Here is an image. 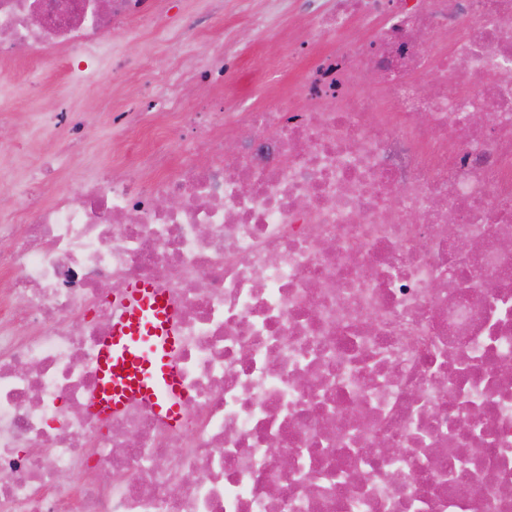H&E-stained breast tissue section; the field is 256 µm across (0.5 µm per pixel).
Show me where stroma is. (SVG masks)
Returning a JSON list of instances; mask_svg holds the SVG:
<instances>
[{
    "instance_id": "obj_1",
    "label": "stroma",
    "mask_w": 512,
    "mask_h": 512,
    "mask_svg": "<svg viewBox=\"0 0 512 512\" xmlns=\"http://www.w3.org/2000/svg\"><path fill=\"white\" fill-rule=\"evenodd\" d=\"M224 14L212 17L204 10L205 0H194L198 26L186 30L185 0H171L169 30L166 33L141 34L130 39L122 33L112 36L114 50L127 61L125 68L111 69L109 63H98L74 80L64 69L43 77L39 88H32V64L17 59L0 64V143L8 142L14 123L27 121L30 112L53 111L58 100L73 99L83 105L87 131L80 150L85 158L82 166H72L65 154H57L53 163V180L69 182L88 179L105 167L119 168L134 161V152H122L121 143L130 138L129 132L113 129L107 121L108 112L121 108L122 99L116 94L120 85L146 89L154 99H162L165 82L177 65L172 52L173 37H181L186 47L202 51L212 43L228 40L239 54V69L234 77L244 98L261 99L266 91L261 63L287 69L288 60L297 51L296 43L288 42V34L297 33L301 18L294 0H252V7L266 13L279 27L273 35L253 30L245 16L240 0H223ZM55 135L48 127L30 124L27 143L0 159V179L10 180L25 170L40 167L48 145Z\"/></svg>"
}]
</instances>
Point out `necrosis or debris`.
Instances as JSON below:
<instances>
[{
	"instance_id": "obj_1",
	"label": "necrosis or debris",
	"mask_w": 512,
	"mask_h": 512,
	"mask_svg": "<svg viewBox=\"0 0 512 512\" xmlns=\"http://www.w3.org/2000/svg\"><path fill=\"white\" fill-rule=\"evenodd\" d=\"M304 3L286 92L241 106L231 45L177 43L173 135L48 197L10 183L0 512H512V0ZM169 10L0 0V63L78 77ZM143 279L179 312L176 424L90 406Z\"/></svg>"
}]
</instances>
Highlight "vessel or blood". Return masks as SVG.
Returning a JSON list of instances; mask_svg holds the SVG:
<instances>
[{
    "label": "vessel or blood",
    "mask_w": 512,
    "mask_h": 512,
    "mask_svg": "<svg viewBox=\"0 0 512 512\" xmlns=\"http://www.w3.org/2000/svg\"><path fill=\"white\" fill-rule=\"evenodd\" d=\"M119 304L122 312L98 351L92 406L115 413L139 399L163 420L178 421L186 395L173 364L181 344L175 306L147 281L125 288Z\"/></svg>",
    "instance_id": "obj_1"
}]
</instances>
